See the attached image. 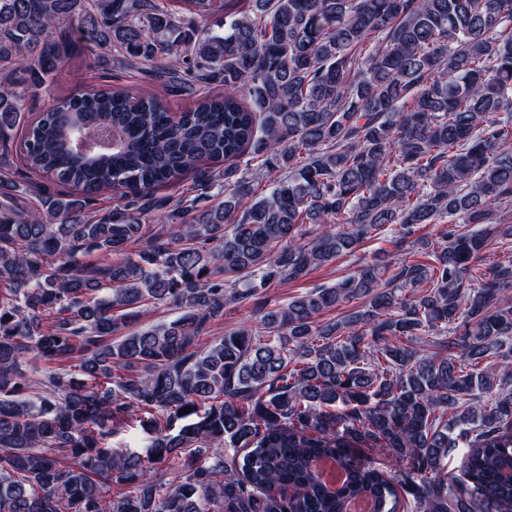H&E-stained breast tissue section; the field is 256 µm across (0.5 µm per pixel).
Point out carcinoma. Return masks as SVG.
<instances>
[{
	"mask_svg": "<svg viewBox=\"0 0 512 512\" xmlns=\"http://www.w3.org/2000/svg\"><path fill=\"white\" fill-rule=\"evenodd\" d=\"M227 2L0 0V512H512V389L494 391L512 257L474 274L512 238V0ZM85 50L162 61L192 105L106 88L28 113ZM75 119L120 145L71 153ZM20 127L27 170L62 190L9 175ZM187 176L224 200L199 218L157 195ZM105 190L123 203L101 215ZM392 224L414 258L378 254L202 346L224 307ZM427 224L436 240L410 239ZM150 305L178 316L146 325ZM135 425L146 450L113 443Z\"/></svg>",
	"mask_w": 512,
	"mask_h": 512,
	"instance_id": "carcinoma-1",
	"label": "carcinoma"
}]
</instances>
